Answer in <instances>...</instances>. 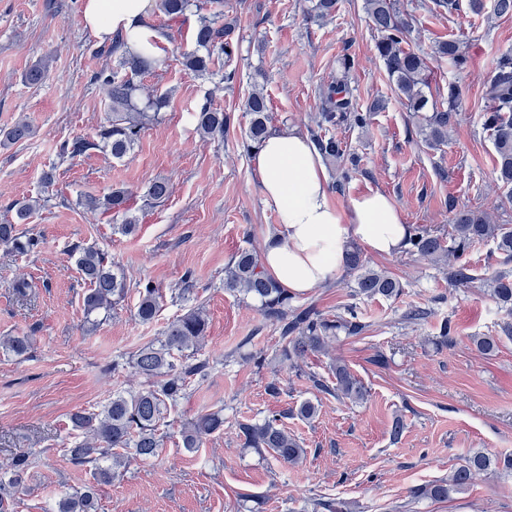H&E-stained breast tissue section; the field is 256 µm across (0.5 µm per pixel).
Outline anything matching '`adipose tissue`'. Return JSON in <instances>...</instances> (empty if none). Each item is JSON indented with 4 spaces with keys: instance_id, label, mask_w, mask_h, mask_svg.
I'll return each instance as SVG.
<instances>
[{
    "instance_id": "ef3b65f1",
    "label": "adipose tissue",
    "mask_w": 512,
    "mask_h": 512,
    "mask_svg": "<svg viewBox=\"0 0 512 512\" xmlns=\"http://www.w3.org/2000/svg\"><path fill=\"white\" fill-rule=\"evenodd\" d=\"M149 8L150 0H85L83 18L98 38L116 36L141 52L161 38L146 22ZM254 168L278 220L262 267L290 292L305 293L328 282L342 269L350 243L381 256L403 250L408 228L394 202L374 191L337 206L322 158L298 128L270 131L255 153Z\"/></svg>"
}]
</instances>
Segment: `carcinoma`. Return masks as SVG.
<instances>
[{"instance_id":"1","label":"carcinoma","mask_w":512,"mask_h":512,"mask_svg":"<svg viewBox=\"0 0 512 512\" xmlns=\"http://www.w3.org/2000/svg\"><path fill=\"white\" fill-rule=\"evenodd\" d=\"M366 4L367 14L378 32L377 55L389 79L405 98L409 111L421 118L418 134L422 141L433 150L447 145L448 127L458 116L459 93L450 87L447 101L429 102L423 91L428 84L426 59L420 52L404 46L411 29L409 19L394 8L391 0H366ZM206 6L210 7L209 16L201 18L192 33L194 50L183 56L185 66L194 72L210 71L214 57H229L233 52L231 27L223 22L224 0H156L157 10L170 19L182 18L191 9L201 11ZM108 54L118 55V68L103 71L98 76L107 110L111 112L99 138L112 157L120 160L134 149L145 122L157 118L167 104L168 94L147 93L141 84L142 75L165 67L167 58L155 53L132 52L123 41L115 43ZM436 54L458 67L466 62L465 53L455 41L438 43ZM47 73L48 59L42 57L25 71L23 80L36 85ZM323 98L324 107L317 127L310 130L311 137L323 156L348 161L349 166L343 171V178L347 179L356 170L357 159L346 142L328 131L342 125L363 128L368 124L370 113L355 108L342 80L329 84ZM485 98L487 105L481 122L493 139L497 181L507 188L512 187V56L505 55L499 60L486 82ZM244 109L249 122L242 147L250 152L259 147L269 133V108L264 93H250ZM192 117L204 138L224 137L234 121L231 113L214 108L208 99L197 106ZM31 133L29 122L20 118L1 131L0 137L5 142L20 141ZM169 194V183L155 180L145 187L143 197L150 203H160ZM130 196L131 192L126 189H113L101 198L89 195L85 198V208L95 211L103 207L122 216V223L116 225V229L129 234L136 227L135 219L128 215ZM35 207L31 200L14 204V223L0 224L1 248L17 254H29L37 249L38 239L20 228ZM489 240L506 261L512 262V225L494 224L484 211L460 209L453 214L446 234L424 225H411L406 253L447 267L448 281L468 287L475 277L470 273L466 255L474 244ZM76 263L89 283L83 298L86 315L106 311L122 301L126 294L125 280L114 274L103 251L94 246L81 248ZM344 271L352 278L353 295L357 297L396 300L403 294V284L387 272L371 267L354 244L346 251ZM488 283L499 307L512 312V275L495 272ZM224 288L259 300L262 314L278 328L280 361L298 372L301 371L299 360L308 354L324 353L340 335L357 337L367 328L355 305L329 317L312 304H294L292 294L265 274L256 254L249 249L235 256L224 276ZM158 308V290L149 283L142 285L136 317L142 323H149L156 317ZM206 328L202 309H190L169 323L160 338L144 343L132 355L129 364L148 380L146 386L112 395L98 411L81 410L70 416L73 430L82 437L74 447L66 449L73 465L91 468L96 483L110 484L120 477L128 459L159 458L162 448L159 430L168 410L183 397L191 379H203L212 369L210 360L197 359L194 353ZM0 347L23 357L31 349V339L5 336L0 339ZM330 371L335 379L332 385L315 374L308 375L315 389L353 403L365 400L366 388L345 364L334 359ZM282 418L284 415L279 413L258 422H240V438L246 448L266 451L285 465H298L305 459L307 450L288 433ZM222 430V411L205 412L181 430L182 446L198 448L207 437ZM34 463L33 454L27 450L12 453L8 468L0 472V512H15L17 495ZM490 469L507 476L512 474V456L493 460L483 452H473L450 478L417 485L410 490V497L445 501L452 494L464 491L474 475ZM98 509L97 493L91 485L62 495L54 512H98Z\"/></svg>"}]
</instances>
